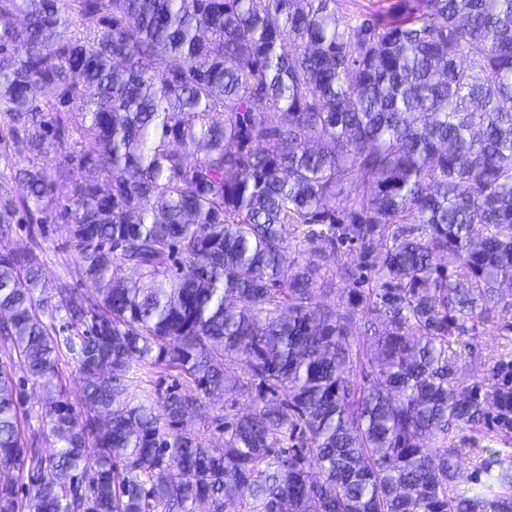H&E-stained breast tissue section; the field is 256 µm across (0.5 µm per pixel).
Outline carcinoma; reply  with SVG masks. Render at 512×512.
Returning <instances> with one entry per match:
<instances>
[{
  "label": "carcinoma",
  "mask_w": 512,
  "mask_h": 512,
  "mask_svg": "<svg viewBox=\"0 0 512 512\" xmlns=\"http://www.w3.org/2000/svg\"><path fill=\"white\" fill-rule=\"evenodd\" d=\"M0 118V233L61 208L83 285L0 252V512H512V448L449 439L512 438V356L463 357L512 343V0H0ZM22 390V402L20 404L21 412L24 413L25 421V436L31 434L33 430L37 432L40 430L45 421L44 404L47 394L41 386L33 383L32 381L26 382ZM450 439L465 448H512V438L509 445H504L499 442H490L489 439L483 438L482 435L473 433L469 429L457 431Z\"/></svg>",
  "instance_id": "carcinoma-1"
}]
</instances>
